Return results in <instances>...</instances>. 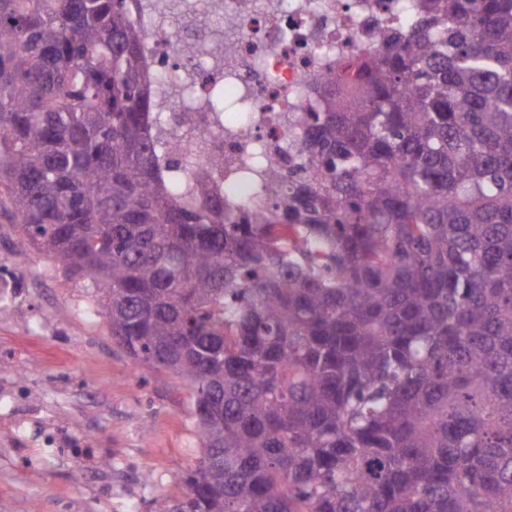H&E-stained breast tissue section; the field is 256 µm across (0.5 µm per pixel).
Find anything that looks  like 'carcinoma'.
Wrapping results in <instances>:
<instances>
[{
    "instance_id": "carcinoma-1",
    "label": "carcinoma",
    "mask_w": 512,
    "mask_h": 512,
    "mask_svg": "<svg viewBox=\"0 0 512 512\" xmlns=\"http://www.w3.org/2000/svg\"><path fill=\"white\" fill-rule=\"evenodd\" d=\"M128 0H0V210L189 389L167 512H512V0H423L231 209Z\"/></svg>"
}]
</instances>
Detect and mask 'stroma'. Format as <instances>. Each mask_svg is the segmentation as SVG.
Segmentation results:
<instances>
[{
  "instance_id": "1",
  "label": "stroma",
  "mask_w": 512,
  "mask_h": 512,
  "mask_svg": "<svg viewBox=\"0 0 512 512\" xmlns=\"http://www.w3.org/2000/svg\"><path fill=\"white\" fill-rule=\"evenodd\" d=\"M0 214V512H162L202 450L187 388Z\"/></svg>"
}]
</instances>
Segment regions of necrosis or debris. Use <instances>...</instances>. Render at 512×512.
<instances>
[{"label": "necrosis or debris", "mask_w": 512, "mask_h": 512, "mask_svg": "<svg viewBox=\"0 0 512 512\" xmlns=\"http://www.w3.org/2000/svg\"><path fill=\"white\" fill-rule=\"evenodd\" d=\"M129 2L132 21L146 32L149 78L174 77L187 92L166 108L174 124L200 140L196 149L178 150L185 170L205 165L211 154L234 159L216 178L224 197L273 146L295 135L284 114L323 111L339 63L381 56L389 42L406 38L422 0H187L199 18L195 24L155 19L144 9L146 0ZM216 16L226 21L220 61L203 47L209 36L203 21ZM179 42L195 43L197 54L179 55ZM217 85L234 119L210 107Z\"/></svg>", "instance_id": "obj_1"}]
</instances>
